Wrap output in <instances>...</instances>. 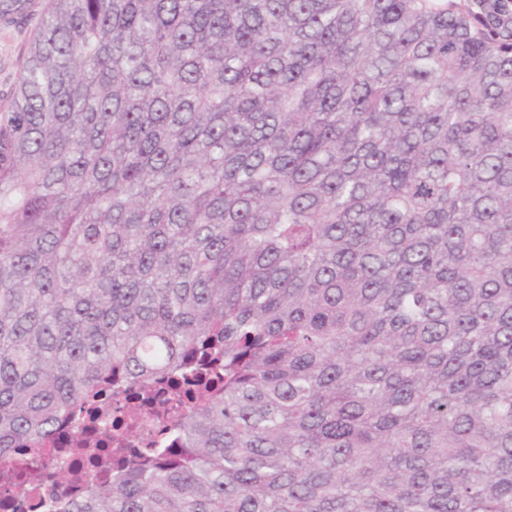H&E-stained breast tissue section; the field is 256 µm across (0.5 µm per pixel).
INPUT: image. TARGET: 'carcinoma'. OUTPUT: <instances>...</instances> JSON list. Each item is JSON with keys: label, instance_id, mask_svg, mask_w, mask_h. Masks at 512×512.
Instances as JSON below:
<instances>
[{"label": "carcinoma", "instance_id": "1", "mask_svg": "<svg viewBox=\"0 0 512 512\" xmlns=\"http://www.w3.org/2000/svg\"><path fill=\"white\" fill-rule=\"evenodd\" d=\"M54 512H512V33L448 0H50L0 108V479L169 376ZM163 426L151 417L139 415L135 418V429L132 433L133 448H156L166 435Z\"/></svg>", "mask_w": 512, "mask_h": 512}]
</instances>
